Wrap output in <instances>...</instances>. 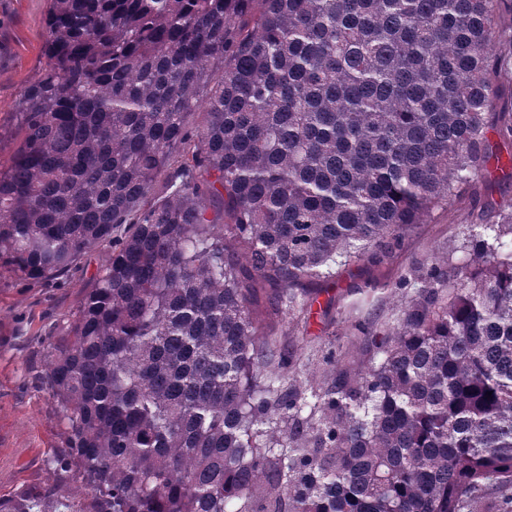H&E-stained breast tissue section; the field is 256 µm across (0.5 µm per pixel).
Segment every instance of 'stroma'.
I'll list each match as a JSON object with an SVG mask.
<instances>
[{
    "instance_id": "stroma-1",
    "label": "stroma",
    "mask_w": 512,
    "mask_h": 512,
    "mask_svg": "<svg viewBox=\"0 0 512 512\" xmlns=\"http://www.w3.org/2000/svg\"><path fill=\"white\" fill-rule=\"evenodd\" d=\"M49 0H0V165L15 149L18 101L24 87L35 82L45 64L44 22ZM512 203V179L496 175L490 182L467 188L447 210L428 216L407 236L393 258L375 264L359 261L337 267L336 276L311 284L315 301L305 316L302 335L289 328L275 310L269 290H260L254 310L264 331L274 333L300 354L310 373L322 377L319 365L325 346L340 345L350 372L370 365L362 337L349 326L377 315L388 318L401 299L391 294L401 268L433 252L458 251L467 224L493 220ZM110 252L85 253L69 273L53 280H23L0 272V498L36 493L64 484L59 463L68 459L66 427L57 405L43 389L47 349L65 335L72 313L95 285ZM374 285L363 306H355L347 290Z\"/></svg>"
}]
</instances>
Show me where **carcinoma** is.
<instances>
[{
  "instance_id": "1",
  "label": "carcinoma",
  "mask_w": 512,
  "mask_h": 512,
  "mask_svg": "<svg viewBox=\"0 0 512 512\" xmlns=\"http://www.w3.org/2000/svg\"><path fill=\"white\" fill-rule=\"evenodd\" d=\"M50 2L0 269L111 256L43 381L71 487L0 512H512V204L352 325L362 373L331 345L311 381L253 310L268 288L299 326L308 285L512 168L505 0Z\"/></svg>"
}]
</instances>
